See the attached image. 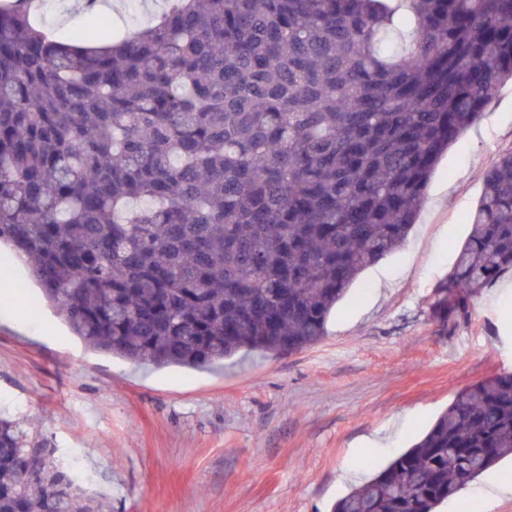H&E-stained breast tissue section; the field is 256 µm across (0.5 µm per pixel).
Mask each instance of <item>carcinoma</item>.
<instances>
[{"label": "carcinoma", "instance_id": "carcinoma-1", "mask_svg": "<svg viewBox=\"0 0 512 512\" xmlns=\"http://www.w3.org/2000/svg\"><path fill=\"white\" fill-rule=\"evenodd\" d=\"M0 2V244L95 351L188 368L301 351L406 241L512 83V0H174L107 47ZM431 310L512 272V149ZM0 419V512H102ZM512 459V372L461 390L333 512H436Z\"/></svg>", "mask_w": 512, "mask_h": 512}]
</instances>
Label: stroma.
<instances>
[{"label":"stroma","mask_w":512,"mask_h":512,"mask_svg":"<svg viewBox=\"0 0 512 512\" xmlns=\"http://www.w3.org/2000/svg\"><path fill=\"white\" fill-rule=\"evenodd\" d=\"M94 43V15L41 0ZM512 148V84L444 154L404 245L367 268L316 345L224 365L156 369L90 350L9 248L0 265V416L44 439L105 512H331L423 435L465 387L512 371V273L468 315L433 318L436 283L468 233L482 173ZM501 461L439 512H512Z\"/></svg>","instance_id":"stroma-1"}]
</instances>
